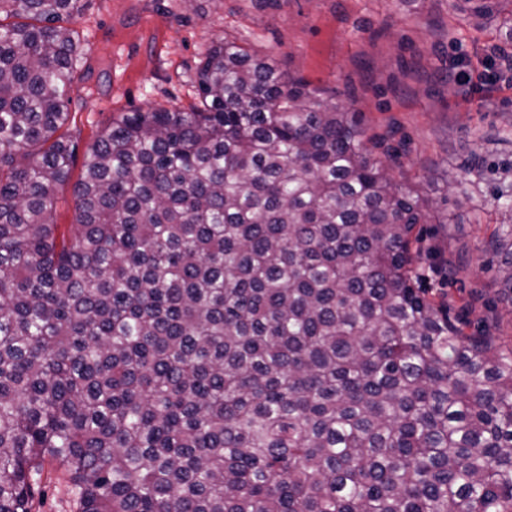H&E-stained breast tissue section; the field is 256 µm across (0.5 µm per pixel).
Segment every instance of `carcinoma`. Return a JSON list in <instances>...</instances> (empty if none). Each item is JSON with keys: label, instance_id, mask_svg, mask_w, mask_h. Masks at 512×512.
I'll return each instance as SVG.
<instances>
[{"label": "carcinoma", "instance_id": "1", "mask_svg": "<svg viewBox=\"0 0 512 512\" xmlns=\"http://www.w3.org/2000/svg\"><path fill=\"white\" fill-rule=\"evenodd\" d=\"M510 2L455 7L512 39ZM83 8L0 0V512L47 462L78 512H512V349L416 286L431 198L225 39L199 105L121 113L71 181ZM462 168L512 295V163Z\"/></svg>", "mask_w": 512, "mask_h": 512}]
</instances>
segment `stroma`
I'll use <instances>...</instances> for the list:
<instances>
[{
    "label": "stroma",
    "mask_w": 512,
    "mask_h": 512,
    "mask_svg": "<svg viewBox=\"0 0 512 512\" xmlns=\"http://www.w3.org/2000/svg\"><path fill=\"white\" fill-rule=\"evenodd\" d=\"M455 0H87L72 26L83 37L70 93V129L87 146L113 117L198 101L195 71L222 38L271 58L310 87L352 101L368 134L385 135L395 173L425 189L442 221L423 225L416 272L470 331L512 346V298L483 247L489 224L462 222L469 204L447 172L477 152L512 160V86L494 80L497 23L477 28ZM35 512H76L65 472L45 466Z\"/></svg>",
    "instance_id": "35a3bbf8"
}]
</instances>
